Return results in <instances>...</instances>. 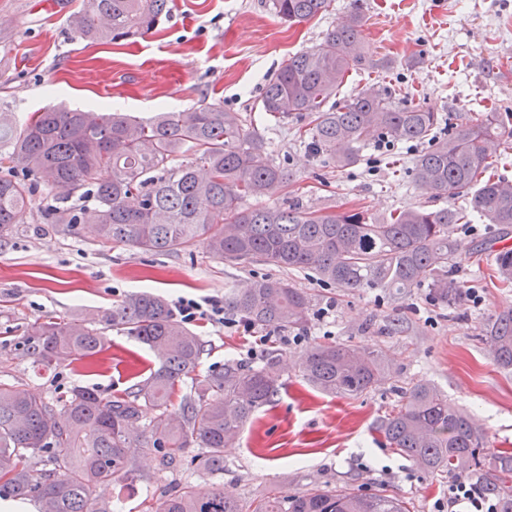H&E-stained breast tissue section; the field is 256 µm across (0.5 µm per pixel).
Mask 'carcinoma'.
I'll return each mask as SVG.
<instances>
[{
	"mask_svg": "<svg viewBox=\"0 0 512 512\" xmlns=\"http://www.w3.org/2000/svg\"><path fill=\"white\" fill-rule=\"evenodd\" d=\"M331 0H269L270 10L293 24L326 11ZM168 0H88L70 15L69 27L88 42L115 43L156 29ZM364 24L354 7L316 47L286 61L262 94V108L276 120L309 118L299 138L317 157L338 168L358 165L372 133L395 146L424 145L414 161L417 186L450 203L435 208L372 216L359 208L340 211L281 206L249 208L248 197L272 196L288 181L270 158L263 136L238 112L203 102L183 112H157L145 120L98 108L65 107L36 112L15 128L0 122V241L7 238L39 187L51 196L40 220L65 234L95 225L99 242L144 252L174 253L201 245L233 265L261 261L306 270L345 290L426 288L444 308L458 307L465 288L454 277L461 243L457 224L472 219L512 230V183L488 175L493 154L512 139V114L490 110L440 132L442 118L422 106L395 102L375 84L330 103L346 75L364 65L359 40ZM188 161L171 165L175 156ZM470 196L469 209L451 202ZM492 254L495 288H512V247L484 242ZM311 299L290 283L254 278L224 294V309L253 326L302 327ZM124 330L146 345L160 365L134 388L102 395L75 386L45 400L0 384V496H33L40 512H112V502L92 498L96 488L134 478L133 460L147 450L163 470L190 460L210 474L224 472V448L279 392L281 361L262 367L235 361L209 372L179 393L204 351L200 335L168 302L135 292L109 311L77 325L47 316L35 324L32 355L43 369L93 358L105 350L106 332ZM483 340L504 372L512 371V308L486 324ZM300 372L316 390L358 397L389 373L382 350L372 345L318 343L300 357ZM155 410L140 424L145 407ZM376 431L431 474L468 473L512 512V453L488 448L486 435L448 396L427 382L403 393ZM200 453L190 457L189 449ZM43 469H38V466ZM165 512H242L218 487L186 483L166 501ZM251 512H409L407 502L384 491L316 489L303 495L270 491Z\"/></svg>",
	"mask_w": 512,
	"mask_h": 512,
	"instance_id": "1",
	"label": "carcinoma"
}]
</instances>
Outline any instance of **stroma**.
<instances>
[{"label":"stroma","mask_w":512,"mask_h":512,"mask_svg":"<svg viewBox=\"0 0 512 512\" xmlns=\"http://www.w3.org/2000/svg\"><path fill=\"white\" fill-rule=\"evenodd\" d=\"M86 2L0 0V107L12 120L24 123L50 104L147 117L203 99L220 102L262 134L269 155L290 174L289 192L304 205L355 204L378 216L429 205L413 180L416 147L374 141L359 167L343 170L314 157L296 123H277L262 109L268 81L289 56L320 43L344 19L350 0H332L327 12L299 25L275 16L267 0H169L158 32L100 45L79 39L66 23ZM364 12L361 42L369 64L350 72L338 99L376 83L454 124L491 109L512 113V0H369ZM39 205L32 200L0 243L1 384L46 399L76 384L107 395L126 390L134 374H148L159 363L137 339L111 330L106 350L92 361L37 371L28 333L49 314L67 320L139 291L172 303L220 299L225 288L261 275L289 281L312 299L304 328H264L263 344L235 327L200 326L205 351L197 375L229 359L259 367L277 353L285 367L281 388L225 449L223 473L194 464L163 472L156 453H141L138 478L123 491L127 512H140L145 499L153 512H163L166 494L187 482L221 488L242 512L269 491L298 495L316 487L384 488L410 512H446L450 478L421 471L383 447L375 431L403 392L424 381L469 413L490 447L512 448V374L496 368L481 339L486 322L512 306V288L491 287L490 258L475 251L492 237L491 225H456L463 250L454 274L475 298L443 310L421 288L404 296L384 288L349 291L259 261L228 265L200 246L137 252L101 244L87 224L75 235L42 231ZM322 342L376 345L396 375L359 397L320 394L303 382L297 360Z\"/></svg>","instance_id":"stroma-1"}]
</instances>
